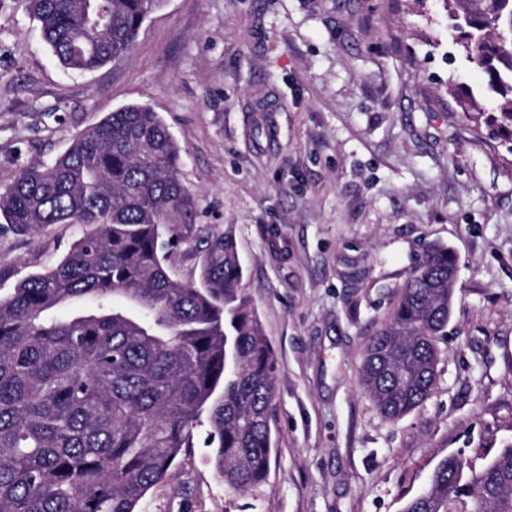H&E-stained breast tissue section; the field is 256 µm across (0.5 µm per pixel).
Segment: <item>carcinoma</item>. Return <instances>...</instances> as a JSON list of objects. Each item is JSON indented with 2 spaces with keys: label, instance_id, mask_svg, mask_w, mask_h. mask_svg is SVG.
Returning a JSON list of instances; mask_svg holds the SVG:
<instances>
[{
  "label": "carcinoma",
  "instance_id": "carcinoma-1",
  "mask_svg": "<svg viewBox=\"0 0 512 512\" xmlns=\"http://www.w3.org/2000/svg\"><path fill=\"white\" fill-rule=\"evenodd\" d=\"M27 2L62 67L87 73L130 54L164 0ZM443 2L512 124V0ZM181 165L158 113L130 104L0 190V220L19 235L84 227L58 263L0 298V512H138L203 416L224 485L266 480L277 358L235 240H206L189 282L161 257L170 216L194 204ZM455 269L450 250L428 247L366 345L362 385L387 419L434 390ZM402 512H512V445L479 471L442 459Z\"/></svg>",
  "mask_w": 512,
  "mask_h": 512
}]
</instances>
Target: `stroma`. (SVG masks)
Instances as JSON below:
<instances>
[{
  "label": "stroma",
  "instance_id": "35a3bbf8",
  "mask_svg": "<svg viewBox=\"0 0 512 512\" xmlns=\"http://www.w3.org/2000/svg\"><path fill=\"white\" fill-rule=\"evenodd\" d=\"M442 0H165L131 54L58 64L26 0H0V189L137 103L182 150L194 207L175 215L172 278L231 233L278 357L275 448L261 485L225 486L195 445L144 512H402L438 462L484 468L512 443V136ZM82 234L0 228V296ZM457 260L438 383L401 419L361 384L368 339L425 248Z\"/></svg>",
  "mask_w": 512,
  "mask_h": 512
}]
</instances>
